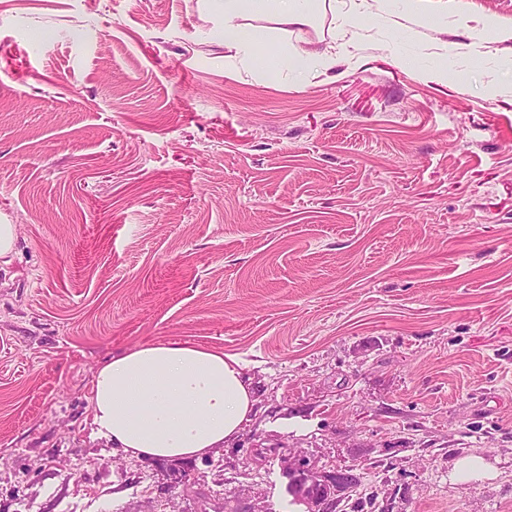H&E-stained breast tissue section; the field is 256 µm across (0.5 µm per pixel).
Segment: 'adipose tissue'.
<instances>
[{
	"label": "adipose tissue",
	"mask_w": 512,
	"mask_h": 512,
	"mask_svg": "<svg viewBox=\"0 0 512 512\" xmlns=\"http://www.w3.org/2000/svg\"><path fill=\"white\" fill-rule=\"evenodd\" d=\"M224 42L255 51L267 71L301 78L336 62L333 45L314 50L304 35L335 0H214ZM252 383L240 361L179 341L146 344L112 358L91 384L94 436L138 459H199L233 440L251 420Z\"/></svg>",
	"instance_id": "obj_1"
}]
</instances>
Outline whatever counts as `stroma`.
<instances>
[{"label":"stroma","mask_w":512,"mask_h":512,"mask_svg":"<svg viewBox=\"0 0 512 512\" xmlns=\"http://www.w3.org/2000/svg\"><path fill=\"white\" fill-rule=\"evenodd\" d=\"M371 10L322 12L300 80L210 0H0V512H305L290 455L512 512V40L479 24L512 0ZM170 340L240 359L252 421L200 460L91 438L95 372Z\"/></svg>","instance_id":"35a3bbf8"}]
</instances>
